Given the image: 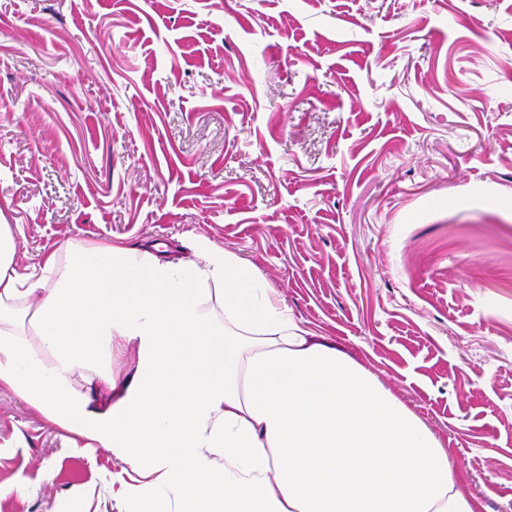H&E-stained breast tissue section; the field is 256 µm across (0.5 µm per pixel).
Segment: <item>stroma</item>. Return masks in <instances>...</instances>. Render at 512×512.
Masks as SVG:
<instances>
[{
  "label": "stroma",
  "instance_id": "1",
  "mask_svg": "<svg viewBox=\"0 0 512 512\" xmlns=\"http://www.w3.org/2000/svg\"><path fill=\"white\" fill-rule=\"evenodd\" d=\"M0 223L224 247L512 512V0H0ZM128 480L0 390V512Z\"/></svg>",
  "mask_w": 512,
  "mask_h": 512
}]
</instances>
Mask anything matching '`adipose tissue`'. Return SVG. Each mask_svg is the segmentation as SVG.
Here are the masks:
<instances>
[{
    "label": "adipose tissue",
    "instance_id": "adipose-tissue-1",
    "mask_svg": "<svg viewBox=\"0 0 512 512\" xmlns=\"http://www.w3.org/2000/svg\"><path fill=\"white\" fill-rule=\"evenodd\" d=\"M19 235L0 224V389L110 449L144 512H474L426 425L224 248L69 244L23 274Z\"/></svg>",
    "mask_w": 512,
    "mask_h": 512
}]
</instances>
